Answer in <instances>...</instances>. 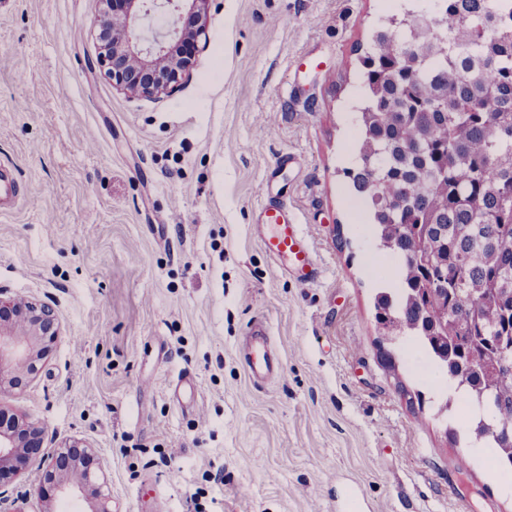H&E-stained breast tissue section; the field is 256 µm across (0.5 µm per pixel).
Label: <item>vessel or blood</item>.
I'll return each instance as SVG.
<instances>
[{
	"label": "vessel or blood",
	"instance_id": "vessel-or-blood-1",
	"mask_svg": "<svg viewBox=\"0 0 512 512\" xmlns=\"http://www.w3.org/2000/svg\"><path fill=\"white\" fill-rule=\"evenodd\" d=\"M253 230L282 274L303 282L315 278L316 267L307 238L300 224L289 218L285 207L274 203L264 204ZM241 357L253 382L263 383L272 377L277 357L271 345L269 329L263 323L252 325Z\"/></svg>",
	"mask_w": 512,
	"mask_h": 512
}]
</instances>
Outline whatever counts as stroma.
I'll use <instances>...</instances> for the list:
<instances>
[{
    "label": "stroma",
    "mask_w": 512,
    "mask_h": 512,
    "mask_svg": "<svg viewBox=\"0 0 512 512\" xmlns=\"http://www.w3.org/2000/svg\"><path fill=\"white\" fill-rule=\"evenodd\" d=\"M392 2L214 0L192 79L131 100L89 67L104 0H0V168L37 199L0 216V288L62 323L0 407L45 449L90 444L114 512H512V473L491 477L466 409L439 415L455 396L420 345L381 355L373 296L400 260L371 265L343 170L358 58ZM262 188L315 281L261 248ZM258 319L280 369L256 386L239 349ZM0 485V512L93 508L28 468Z\"/></svg>",
    "instance_id": "1"
}]
</instances>
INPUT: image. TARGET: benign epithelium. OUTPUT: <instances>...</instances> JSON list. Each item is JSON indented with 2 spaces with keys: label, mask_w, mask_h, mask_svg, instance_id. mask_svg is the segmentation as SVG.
Returning <instances> with one entry per match:
<instances>
[{
  "label": "benign epithelium",
  "mask_w": 512,
  "mask_h": 512,
  "mask_svg": "<svg viewBox=\"0 0 512 512\" xmlns=\"http://www.w3.org/2000/svg\"><path fill=\"white\" fill-rule=\"evenodd\" d=\"M120 7L99 20L100 29L112 34L98 63L112 79V86L131 99L159 98L188 80L195 61L176 53L179 44L205 33L206 17L213 0H120ZM172 22L158 30L144 31L142 24L156 13ZM61 336L60 317L47 303L0 297V394L19 389L41 368L51 346ZM41 446V429L25 417L16 420L8 433L0 431V469L25 459L39 479L65 494L73 489L90 493L97 500L93 512H112L110 497L96 482V475L82 470V458L92 448L69 442L34 455Z\"/></svg>",
  "instance_id": "obj_1"
}]
</instances>
